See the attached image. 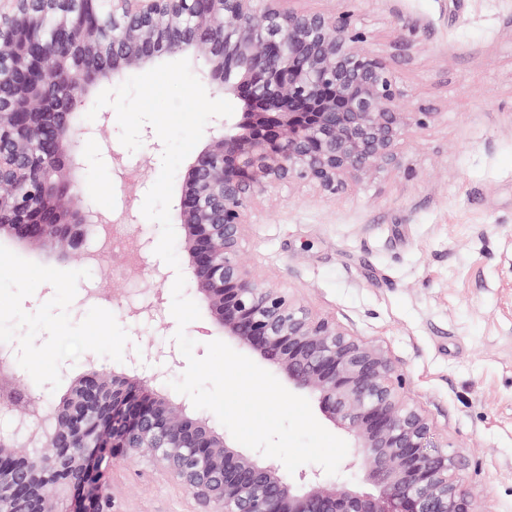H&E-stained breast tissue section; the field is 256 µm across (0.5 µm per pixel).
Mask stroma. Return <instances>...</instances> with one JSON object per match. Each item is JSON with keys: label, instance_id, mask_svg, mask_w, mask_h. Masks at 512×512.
Listing matches in <instances>:
<instances>
[{"label": "stroma", "instance_id": "1", "mask_svg": "<svg viewBox=\"0 0 512 512\" xmlns=\"http://www.w3.org/2000/svg\"><path fill=\"white\" fill-rule=\"evenodd\" d=\"M292 9L350 14L387 59L400 106L431 115L398 142L397 166L331 195L296 182L273 189L245 225L250 276L379 347L405 377V402L436 441L460 453L479 512H512V0H293ZM157 136L129 159L143 187H121L86 148L79 177L98 210L130 212L128 240H159L139 205L161 171ZM26 267L30 278L14 277ZM87 267L0 232V339L36 401H60L88 370L121 368L131 348L171 341L172 284ZM160 302L165 326L129 307ZM112 512H194L191 495L148 462L114 460Z\"/></svg>", "mask_w": 512, "mask_h": 512}]
</instances>
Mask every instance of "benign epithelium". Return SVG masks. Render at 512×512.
Masks as SVG:
<instances>
[{
	"label": "benign epithelium",
	"instance_id": "obj_1",
	"mask_svg": "<svg viewBox=\"0 0 512 512\" xmlns=\"http://www.w3.org/2000/svg\"><path fill=\"white\" fill-rule=\"evenodd\" d=\"M0 12V228L18 240L79 250L88 225L111 220L85 205L74 177L97 143L124 175L121 154L79 121L102 86L172 54L205 60L238 112L216 123L185 173L175 228L196 293L216 327L257 352L291 388L354 440L342 468L377 492L360 493L239 451L185 400L162 392L180 364L173 344L132 349L121 371H93L31 410L23 377L0 399L14 435L0 434V512H111L109 461L150 459L186 489L195 512H476L458 456L434 439L401 397L402 374L377 347L348 337L244 269L239 238L269 189L307 181L335 194L350 179L398 163L396 144L431 113L402 109L386 59L347 14L284 10L278 0H14ZM39 456L15 451L20 435Z\"/></svg>",
	"mask_w": 512,
	"mask_h": 512
}]
</instances>
